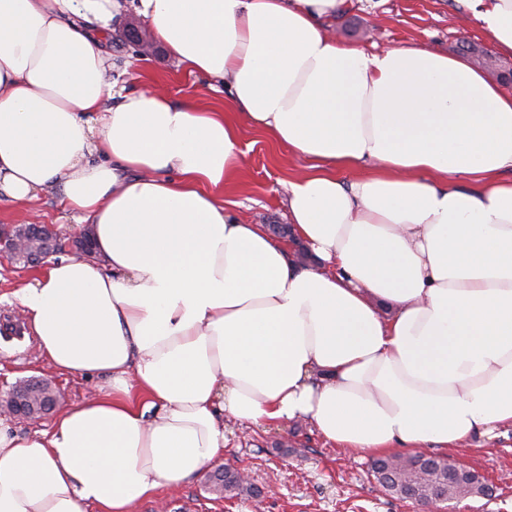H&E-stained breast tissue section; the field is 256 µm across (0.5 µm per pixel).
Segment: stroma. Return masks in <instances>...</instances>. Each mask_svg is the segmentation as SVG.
I'll list each match as a JSON object with an SVG mask.
<instances>
[{"label": "stroma", "mask_w": 512, "mask_h": 512, "mask_svg": "<svg viewBox=\"0 0 512 512\" xmlns=\"http://www.w3.org/2000/svg\"><path fill=\"white\" fill-rule=\"evenodd\" d=\"M461 0H346L328 25L338 40L368 50L417 46L463 56L464 46L491 50L475 20L466 18ZM112 80L125 91L153 83L163 85L179 103H199L229 109L224 90L212 89L201 77L182 71L163 48L149 59L137 60L136 50L112 38ZM243 164L227 198L249 220L286 224L284 184L306 166L259 132H245ZM50 225L72 254L77 227L59 210L52 194L35 204L0 194V225L26 221ZM34 275L33 270L0 257V394L20 380H52L62 405L73 406L93 397L99 378L55 371L27 337L13 293ZM228 446L225 463L249 470L266 488L261 512H427L426 507L385 494L370 472L371 455L353 457L347 449L327 443L307 421L270 426H246L225 420ZM445 456L495 482L491 499L469 498L458 512H512V427H498L487 436L448 448ZM204 469L181 485L165 486L154 499L136 504L132 512H252L250 497L224 498Z\"/></svg>", "instance_id": "stroma-1"}]
</instances>
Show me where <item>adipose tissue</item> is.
<instances>
[{
	"mask_svg": "<svg viewBox=\"0 0 512 512\" xmlns=\"http://www.w3.org/2000/svg\"><path fill=\"white\" fill-rule=\"evenodd\" d=\"M344 2L137 0L219 112L114 88L120 0H0V192H53L95 243L15 298L53 368L107 379L50 429L0 420V512H131L223 463L228 418L355 454L512 426V92L336 40ZM463 3L512 55V0ZM246 127L310 162L285 205L311 263L224 202Z\"/></svg>",
	"mask_w": 512,
	"mask_h": 512,
	"instance_id": "adipose-tissue-1",
	"label": "adipose tissue"
}]
</instances>
